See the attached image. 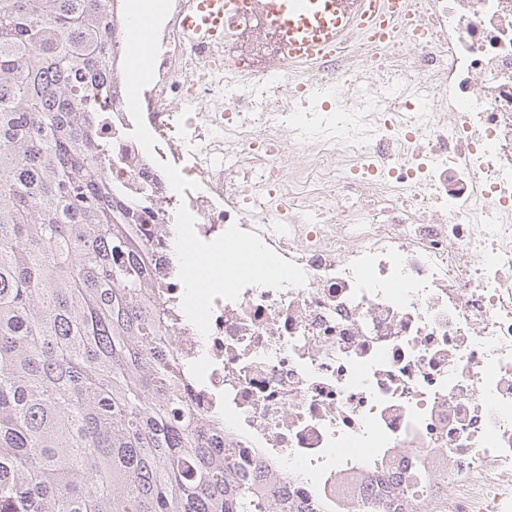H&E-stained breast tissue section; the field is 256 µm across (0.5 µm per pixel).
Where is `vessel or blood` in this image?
I'll use <instances>...</instances> for the list:
<instances>
[{"instance_id": "1", "label": "vessel or blood", "mask_w": 512, "mask_h": 512, "mask_svg": "<svg viewBox=\"0 0 512 512\" xmlns=\"http://www.w3.org/2000/svg\"><path fill=\"white\" fill-rule=\"evenodd\" d=\"M405 11L406 0H191L182 27L201 53L228 34L268 35L271 65L303 67L335 56L356 28L384 34Z\"/></svg>"}]
</instances>
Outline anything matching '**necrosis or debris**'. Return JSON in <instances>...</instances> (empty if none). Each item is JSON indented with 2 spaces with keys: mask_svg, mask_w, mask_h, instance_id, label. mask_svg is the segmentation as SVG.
<instances>
[{
  "mask_svg": "<svg viewBox=\"0 0 512 512\" xmlns=\"http://www.w3.org/2000/svg\"><path fill=\"white\" fill-rule=\"evenodd\" d=\"M187 5L102 133L156 248L222 258L159 282L225 447L311 512L391 488L512 512V0H412L333 65L253 46L245 77L219 63L236 41L191 48Z\"/></svg>",
  "mask_w": 512,
  "mask_h": 512,
  "instance_id": "necrosis-or-debris-1",
  "label": "necrosis or debris"
}]
</instances>
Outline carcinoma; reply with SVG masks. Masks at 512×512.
I'll list each match as a JSON object with an SVG mask.
<instances>
[{"label":"carcinoma","instance_id":"obj_1","mask_svg":"<svg viewBox=\"0 0 512 512\" xmlns=\"http://www.w3.org/2000/svg\"><path fill=\"white\" fill-rule=\"evenodd\" d=\"M115 0H0V512H309L186 388L138 205L108 173ZM352 512H407L387 492Z\"/></svg>","mask_w":512,"mask_h":512}]
</instances>
